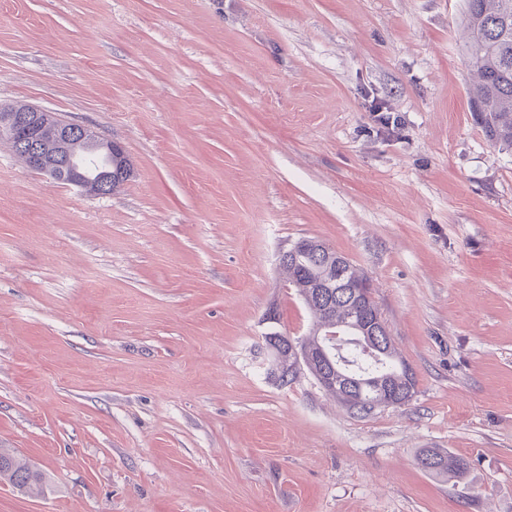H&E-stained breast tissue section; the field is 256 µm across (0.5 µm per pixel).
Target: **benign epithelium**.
Masks as SVG:
<instances>
[{"mask_svg": "<svg viewBox=\"0 0 512 512\" xmlns=\"http://www.w3.org/2000/svg\"><path fill=\"white\" fill-rule=\"evenodd\" d=\"M89 136L98 140L101 148L114 159L124 157L122 147L118 144L97 135L85 125L58 118L51 112L31 105L12 111H0V139L10 143L13 150L22 155L29 168L41 173L49 172L44 159L46 155L52 154L57 159V167L52 171L53 177L96 195H108L112 191V167H107L98 181L92 184L84 166L76 162L73 154L75 141ZM346 335L356 336V340L364 343L369 350L382 354L388 342V329L377 312L354 325H325L317 354L326 363H336V369L317 370L316 379L326 391H336L338 401L354 408L359 402V388L356 381L344 371L339 355L342 337Z\"/></svg>", "mask_w": 512, "mask_h": 512, "instance_id": "1", "label": "benign epithelium"}]
</instances>
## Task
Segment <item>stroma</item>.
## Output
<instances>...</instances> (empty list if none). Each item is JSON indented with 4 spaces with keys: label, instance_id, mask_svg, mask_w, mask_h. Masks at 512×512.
Wrapping results in <instances>:
<instances>
[{
    "label": "stroma",
    "instance_id": "1",
    "mask_svg": "<svg viewBox=\"0 0 512 512\" xmlns=\"http://www.w3.org/2000/svg\"><path fill=\"white\" fill-rule=\"evenodd\" d=\"M463 10L0 0V105L131 163L95 196L0 142V448L49 478L0 512H512V151L476 122ZM304 238L370 280L410 401L278 380L266 336L315 325L279 266ZM417 460L424 471L437 475H448V478H461L469 469V461L465 457L435 448L423 449ZM428 460L433 462H428Z\"/></svg>",
    "mask_w": 512,
    "mask_h": 512
}]
</instances>
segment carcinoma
<instances>
[{
  "label": "carcinoma",
  "mask_w": 512,
  "mask_h": 512,
  "mask_svg": "<svg viewBox=\"0 0 512 512\" xmlns=\"http://www.w3.org/2000/svg\"><path fill=\"white\" fill-rule=\"evenodd\" d=\"M464 19L469 33L467 53L477 75L472 94L474 102L480 106L478 120L489 142L512 148V0H465ZM345 265L350 269V279L339 283L336 281V257L320 253L313 244L298 251L284 265L290 283L313 313L318 327L332 319L345 321L360 316V311L349 304V300L336 298L338 294H345L352 282L362 278L350 261H345ZM316 339L315 333L300 340L280 334L265 337L267 347L278 360L276 368L281 381H288L292 374L279 364V360L288 357L290 344L314 352ZM342 358L343 367L350 375L366 381L358 409L363 414L376 408L377 380L396 377L407 365L393 347L375 358L365 354L363 347L355 342L348 343V351ZM417 460L424 471L450 478H461L469 469L465 457L435 448L422 450ZM0 482L24 495L37 497L44 493L47 475L29 460L0 448Z\"/></svg>",
  "instance_id": "cac0c4a2"
}]
</instances>
